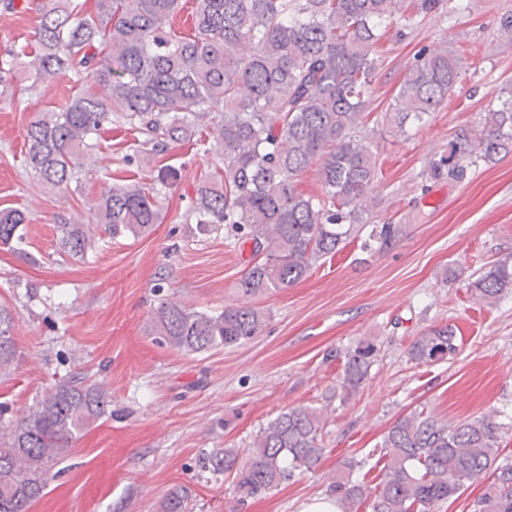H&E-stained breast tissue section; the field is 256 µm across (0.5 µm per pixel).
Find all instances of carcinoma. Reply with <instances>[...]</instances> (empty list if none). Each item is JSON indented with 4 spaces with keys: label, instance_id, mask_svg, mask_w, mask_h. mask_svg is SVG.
<instances>
[{
    "label": "carcinoma",
    "instance_id": "obj_1",
    "mask_svg": "<svg viewBox=\"0 0 512 512\" xmlns=\"http://www.w3.org/2000/svg\"><path fill=\"white\" fill-rule=\"evenodd\" d=\"M74 0H48L35 31L38 52L0 56V94L18 81L32 91L68 76L80 85L65 108L37 113L26 128L27 166L45 184L67 190L79 182L80 157L98 150L101 130L117 124L138 143L124 161L155 165L173 144L213 139L220 166L196 188L187 219L204 237L221 230L240 247L252 245L238 288L246 301L217 312L162 302L150 332L183 353L241 344L259 335L268 314L247 299L304 281L319 259L336 254L365 227L363 248L399 240L406 225L373 224L367 203L379 180L374 144L361 129L377 50L397 23L448 9V0H192V30L171 32L182 0H97L84 16ZM461 61L448 47L425 49L405 73L379 118L399 136L418 126L459 85ZM512 153V90L496 97L474 124L461 128L423 172L430 181L462 180L468 169ZM316 168L317 197L298 190ZM178 169L161 166L156 182L112 183L90 206L87 224L56 225V246L78 261L108 237L148 235L161 223L162 190ZM29 215L0 210V248L25 243ZM468 288L495 304L512 293V258L497 259ZM14 311L0 304V380L17 360ZM456 331L428 328L408 349L426 364L457 352ZM377 348L360 340L345 355L331 397L347 402L365 382ZM104 390L80 378L56 382L27 414L0 417V512H30L52 468L72 443L105 416ZM322 410L296 406L261 431L248 456L213 450L201 461L217 478L232 476L239 501L267 494L297 470H315L325 448ZM509 427L498 414L448 423L415 409L401 416L379 445L383 478L354 480L368 460L346 459L347 477L334 482L343 512H438L464 488H478L473 512H512V461L499 442ZM189 493L170 490L160 512H187Z\"/></svg>",
    "mask_w": 512,
    "mask_h": 512
}]
</instances>
